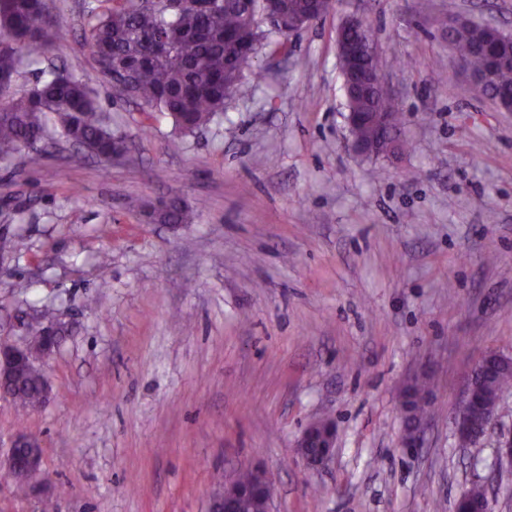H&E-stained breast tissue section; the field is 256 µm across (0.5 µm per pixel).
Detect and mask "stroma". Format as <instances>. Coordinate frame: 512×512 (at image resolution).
I'll return each mask as SVG.
<instances>
[{
  "instance_id": "stroma-1",
  "label": "stroma",
  "mask_w": 512,
  "mask_h": 512,
  "mask_svg": "<svg viewBox=\"0 0 512 512\" xmlns=\"http://www.w3.org/2000/svg\"><path fill=\"white\" fill-rule=\"evenodd\" d=\"M48 3L70 46L55 67L91 77L130 154L77 161L60 140L0 159V342H28L45 308L65 331L39 363L47 403L0 397V512H207L247 466L271 476L274 512H453L475 486L512 512V467L453 426L479 360L512 358V112L475 93L440 26L512 32V0H335L287 47L270 32L189 135L97 76L101 0ZM352 14L401 113L395 156L346 147ZM175 197L186 223L146 222L141 203ZM418 377L429 414L407 448ZM323 417L336 448L312 470L296 444ZM20 434L43 452L22 485ZM363 22L361 18L350 16L341 23V27L337 31V51L349 57L354 64L359 62L362 48L358 42L346 40L344 33L349 28L361 26Z\"/></svg>"
}]
</instances>
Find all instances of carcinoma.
I'll use <instances>...</instances> for the list:
<instances>
[{
	"mask_svg": "<svg viewBox=\"0 0 512 512\" xmlns=\"http://www.w3.org/2000/svg\"><path fill=\"white\" fill-rule=\"evenodd\" d=\"M92 15L85 33L96 71L104 79L126 73L132 82L112 83L119 99H136L148 112L169 116L175 127L191 134L224 111L264 38L256 18L264 0H110ZM0 82L11 85L24 63H40L49 53L65 55L67 43L50 15L47 0H0ZM485 33L461 25L448 35L458 59L475 71L486 67L476 51ZM490 86L512 91V47L502 48ZM356 112H379L391 127L399 124L394 102L362 94L352 102ZM100 104L87 78L40 71L25 94L0 100V158L39 145L57 134L79 141L77 154L111 157L128 152V143L103 123ZM152 223L182 224L188 207L182 201H160L144 209ZM490 395L512 387V360L483 374ZM38 376L24 369L15 379L14 400L30 407L40 398Z\"/></svg>",
	"mask_w": 512,
	"mask_h": 512,
	"instance_id": "carcinoma-1",
	"label": "carcinoma"
}]
</instances>
